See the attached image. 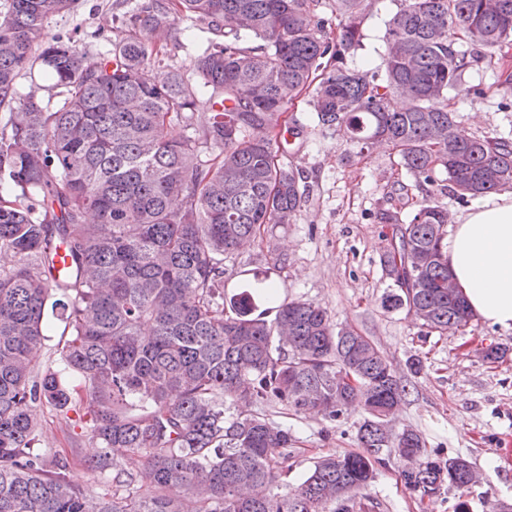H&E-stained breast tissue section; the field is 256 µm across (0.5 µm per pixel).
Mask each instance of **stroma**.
<instances>
[{"label": "stroma", "mask_w": 512, "mask_h": 512, "mask_svg": "<svg viewBox=\"0 0 512 512\" xmlns=\"http://www.w3.org/2000/svg\"><path fill=\"white\" fill-rule=\"evenodd\" d=\"M140 2L77 0L75 10L50 19L48 29L95 55L112 47L113 15ZM396 10L395 0H373L352 66L378 65L386 23ZM212 38L190 19H176L152 58L155 73L174 65L192 76L194 59ZM464 79L473 94L451 99L464 130L475 136L512 133V52L495 64L472 66ZM286 119L295 136L280 149L278 160L300 173L307 202L292 223L262 227L254 242L225 259V295L260 281L272 285L280 299L323 305L335 321L368 336L408 389L395 415L396 427L416 431L427 449L441 457L468 460L482 476L468 493L445 488L422 497L405 488L399 460L390 459L367 489L380 505L378 512H491L499 504L512 505V463L504 455L512 440V329L474 319L462 331L442 335L426 332L406 312L385 311L382 298L390 281L381 257L390 248L394 227L383 223L381 215L389 211L408 222L424 191L387 145L372 146L359 156L345 135L321 127L308 95L289 105ZM491 344L507 349L494 363L480 354ZM413 358L422 361L420 374L408 368ZM34 412L43 427L42 447L67 456L70 479L87 484L83 461L95 448L83 422L75 417L61 421L39 404ZM267 412L297 439L289 460L292 484L318 457L356 450L357 428L366 416L363 408L354 407L332 425L316 414L289 415L278 405Z\"/></svg>", "instance_id": "1"}]
</instances>
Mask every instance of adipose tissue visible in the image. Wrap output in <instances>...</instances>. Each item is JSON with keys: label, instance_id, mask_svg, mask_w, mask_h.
I'll return each mask as SVG.
<instances>
[{"label": "adipose tissue", "instance_id": "ef3b65f1", "mask_svg": "<svg viewBox=\"0 0 512 512\" xmlns=\"http://www.w3.org/2000/svg\"><path fill=\"white\" fill-rule=\"evenodd\" d=\"M443 253L472 315L512 329V192L485 195L460 214Z\"/></svg>", "mask_w": 512, "mask_h": 512}]
</instances>
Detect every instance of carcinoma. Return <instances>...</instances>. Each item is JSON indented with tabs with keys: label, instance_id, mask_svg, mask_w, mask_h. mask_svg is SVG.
<instances>
[{
	"label": "carcinoma",
	"instance_id": "cac0c4a2",
	"mask_svg": "<svg viewBox=\"0 0 512 512\" xmlns=\"http://www.w3.org/2000/svg\"><path fill=\"white\" fill-rule=\"evenodd\" d=\"M149 0L113 19L112 52L91 58L51 36L75 0H9L0 16V512H367L362 491L395 454L421 496L477 483L393 416L405 395L392 364L328 310L279 300L261 282L224 296V257L304 203L277 163L288 105L310 92L318 122L359 153L385 141L416 187L459 199L512 189V139L461 134L448 91L512 47V0H396L375 69L351 68L369 0ZM218 41L162 77L137 31L175 15ZM472 49H461V43ZM29 75L27 97L16 81ZM62 89L50 111L38 93ZM178 121L192 134L175 137ZM448 184H442V181ZM448 210L426 199L396 227L382 263L404 309L441 334L473 318L449 291ZM68 266L55 277L52 258ZM59 310L62 369L41 365ZM81 412L99 448L93 483L39 447L34 404ZM358 403L360 450L317 458L288 484L295 438L272 420L313 410L330 423ZM251 406L244 414L233 409Z\"/></svg>",
	"mask_w": 512,
	"mask_h": 512
}]
</instances>
